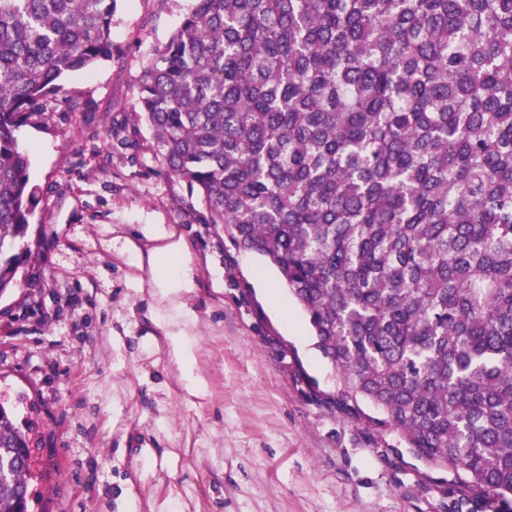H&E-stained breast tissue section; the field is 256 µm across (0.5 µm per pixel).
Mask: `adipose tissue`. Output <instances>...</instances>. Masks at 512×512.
<instances>
[{
    "mask_svg": "<svg viewBox=\"0 0 512 512\" xmlns=\"http://www.w3.org/2000/svg\"><path fill=\"white\" fill-rule=\"evenodd\" d=\"M142 232L152 241V248L142 249L135 241L126 238L122 240L120 250L138 269L148 270L151 284L166 296L196 288L197 269L183 237L164 224L144 225Z\"/></svg>",
    "mask_w": 512,
    "mask_h": 512,
    "instance_id": "obj_1",
    "label": "adipose tissue"
}]
</instances>
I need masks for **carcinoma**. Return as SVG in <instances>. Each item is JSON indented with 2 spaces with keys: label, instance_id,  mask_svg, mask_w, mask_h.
<instances>
[{
  "label": "carcinoma",
  "instance_id": "cac0c4a2",
  "mask_svg": "<svg viewBox=\"0 0 512 512\" xmlns=\"http://www.w3.org/2000/svg\"><path fill=\"white\" fill-rule=\"evenodd\" d=\"M116 0H0V295L40 188L18 139L112 56ZM134 111L169 174L269 260L336 370L325 403L512 500V0H192ZM0 404V512H28L33 407Z\"/></svg>",
  "mask_w": 512,
  "mask_h": 512
}]
</instances>
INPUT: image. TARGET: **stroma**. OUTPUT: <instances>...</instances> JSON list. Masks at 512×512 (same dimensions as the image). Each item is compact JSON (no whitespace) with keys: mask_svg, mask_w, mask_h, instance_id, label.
<instances>
[{"mask_svg":"<svg viewBox=\"0 0 512 512\" xmlns=\"http://www.w3.org/2000/svg\"><path fill=\"white\" fill-rule=\"evenodd\" d=\"M191 0H117L112 58L68 74L51 119L22 128L41 187L22 287L0 296V394L42 437L29 512H449L396 433L328 407L336 373L263 258L235 249L168 176L132 104L143 63ZM171 224L198 286L182 298L203 395L169 354L173 312L112 243Z\"/></svg>","mask_w":512,"mask_h":512,"instance_id":"stroma-1","label":"stroma"}]
</instances>
